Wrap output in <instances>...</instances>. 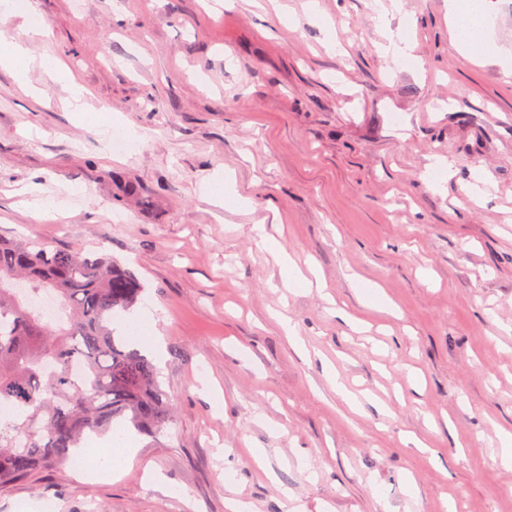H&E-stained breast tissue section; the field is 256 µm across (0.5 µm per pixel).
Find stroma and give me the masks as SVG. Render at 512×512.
Masks as SVG:
<instances>
[{
    "mask_svg": "<svg viewBox=\"0 0 512 512\" xmlns=\"http://www.w3.org/2000/svg\"><path fill=\"white\" fill-rule=\"evenodd\" d=\"M307 3L33 0L0 25L31 56L0 67V237L134 273L174 409L112 479L62 465L0 512H512V0L474 62L450 0Z\"/></svg>",
    "mask_w": 512,
    "mask_h": 512,
    "instance_id": "stroma-1",
    "label": "stroma"
}]
</instances>
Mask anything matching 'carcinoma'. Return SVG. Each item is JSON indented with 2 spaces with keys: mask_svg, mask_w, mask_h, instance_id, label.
I'll use <instances>...</instances> for the list:
<instances>
[{
  "mask_svg": "<svg viewBox=\"0 0 512 512\" xmlns=\"http://www.w3.org/2000/svg\"><path fill=\"white\" fill-rule=\"evenodd\" d=\"M47 292L67 321H47L12 288ZM143 293L120 264L76 247L0 238V486L66 463L84 438L129 422L156 437L172 408L151 359L118 332Z\"/></svg>",
  "mask_w": 512,
  "mask_h": 512,
  "instance_id": "obj_1",
  "label": "carcinoma"
}]
</instances>
